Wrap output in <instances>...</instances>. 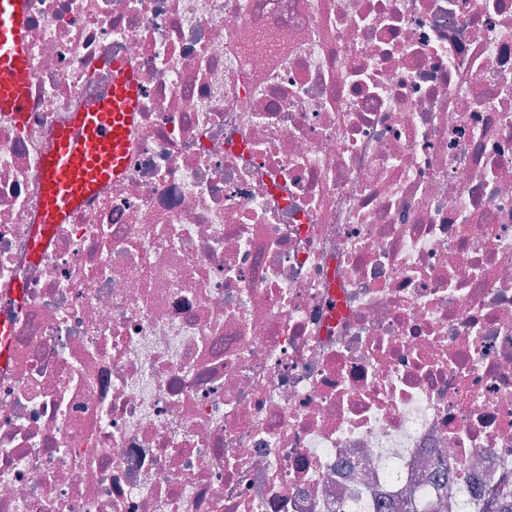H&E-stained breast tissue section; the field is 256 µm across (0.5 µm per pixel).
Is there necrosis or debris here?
I'll return each mask as SVG.
<instances>
[{
    "label": "necrosis or debris",
    "instance_id": "necrosis-or-debris-1",
    "mask_svg": "<svg viewBox=\"0 0 512 512\" xmlns=\"http://www.w3.org/2000/svg\"><path fill=\"white\" fill-rule=\"evenodd\" d=\"M0 113V512H477L512 487V0H28ZM122 64L125 171L32 253ZM27 12L26 0H0V112H11L17 121L32 105Z\"/></svg>",
    "mask_w": 512,
    "mask_h": 512
}]
</instances>
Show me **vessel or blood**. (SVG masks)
I'll return each instance as SVG.
<instances>
[{
	"instance_id": "vessel-or-blood-1",
	"label": "vessel or blood",
	"mask_w": 512,
	"mask_h": 512,
	"mask_svg": "<svg viewBox=\"0 0 512 512\" xmlns=\"http://www.w3.org/2000/svg\"><path fill=\"white\" fill-rule=\"evenodd\" d=\"M27 0H0V112L23 120L31 109V63L26 45ZM137 87L113 67L107 95L93 98L59 127L40 157L43 172L38 231L32 252L42 256L57 225L68 219L98 186L127 164Z\"/></svg>"
}]
</instances>
